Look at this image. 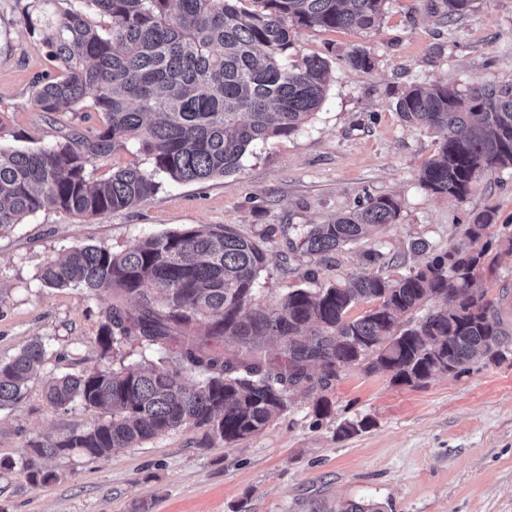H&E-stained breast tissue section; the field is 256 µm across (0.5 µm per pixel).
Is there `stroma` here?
<instances>
[{"mask_svg":"<svg viewBox=\"0 0 512 512\" xmlns=\"http://www.w3.org/2000/svg\"><path fill=\"white\" fill-rule=\"evenodd\" d=\"M27 2L0 0V145L20 150L48 146L59 127L81 124L70 112L48 121L34 104L49 65L25 23ZM429 4L386 0L380 25L368 30L292 28L291 59L330 65L325 99L294 135L251 148L239 172L200 183L165 179L144 203L92 218L41 211L0 234V360L34 340L46 350L21 400L0 411V459L22 462L31 441L104 417L77 403L56 412L45 398L49 379L99 362L97 336L112 303L107 294L42 284L43 262L71 247L118 253L198 224L245 236L271 225L277 232L255 289L256 303L271 305L293 289L366 272L370 248L389 260L383 275L401 276L419 261L415 241L436 252L466 245L467 224L489 208L496 219L486 240L512 233V169L481 177L462 202L431 194L419 176L438 136L395 109L414 84L512 82V0H474L472 13L452 23ZM356 48L371 54L373 69L348 65ZM381 195L397 198L400 214L372 240L327 260L289 250L311 225ZM490 254L493 269L476 287L512 319V253ZM360 420L365 431L341 434ZM53 465L60 478L43 487L0 472V512H332L359 499L384 512H512V355L415 385L349 369L322 395H290L263 431L230 445H210L205 428H182L107 458L73 455Z\"/></svg>","mask_w":512,"mask_h":512,"instance_id":"35a3bbf8","label":"stroma"}]
</instances>
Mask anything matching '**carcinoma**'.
<instances>
[{
    "label": "carcinoma",
    "mask_w": 512,
    "mask_h": 512,
    "mask_svg": "<svg viewBox=\"0 0 512 512\" xmlns=\"http://www.w3.org/2000/svg\"><path fill=\"white\" fill-rule=\"evenodd\" d=\"M43 2L31 0L26 21L58 73L39 78L34 103L53 120L90 100L101 120L48 147L0 146V232L41 210L90 218L133 208L157 192L160 175L202 182L239 171L250 147L295 134L324 100L329 64L316 56L288 60V23L371 29L385 0H250L251 9L244 0H54L50 17ZM472 2L436 0L431 9L453 22L470 14ZM90 8L106 26L90 22ZM348 62L374 66L362 49ZM395 107L407 124L439 137L421 172L432 194L460 202L480 177L512 168L511 83L464 91L413 85ZM131 150L151 167L130 163L89 179L88 165ZM399 212L395 198L374 197L312 226L293 247L328 257L395 223ZM494 220L487 209L467 225L470 248L431 252L414 243L424 262L400 278L366 273L295 289L273 306L253 297L270 230L258 241L228 225L200 224L147 236L120 253L75 246L47 259L45 286L109 293L112 304L97 337L103 362L54 379L46 400L56 411L78 402L109 417L31 442L21 472L44 486L58 480L44 459L79 454L94 461L180 428H206L212 445L246 439L287 409L280 395L333 387L338 369L360 353L372 357L367 372L406 385L506 357L512 329L474 288L479 272L493 266L492 244L482 239ZM433 297L443 305L411 322ZM359 302L376 306L353 318ZM132 348L153 359L124 364ZM44 357V345L33 341L0 362V410L22 398ZM186 372L203 379L190 383ZM336 512L382 510L361 500Z\"/></svg>",
    "instance_id": "obj_1"
}]
</instances>
